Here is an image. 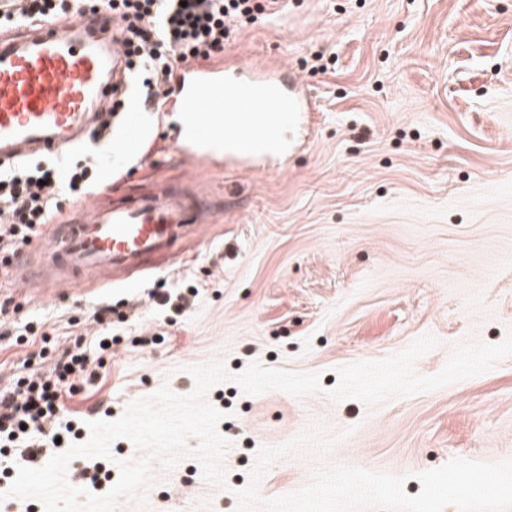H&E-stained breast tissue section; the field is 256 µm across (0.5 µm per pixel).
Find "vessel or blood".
<instances>
[{
    "label": "vessel or blood",
    "mask_w": 512,
    "mask_h": 512,
    "mask_svg": "<svg viewBox=\"0 0 512 512\" xmlns=\"http://www.w3.org/2000/svg\"><path fill=\"white\" fill-rule=\"evenodd\" d=\"M112 15L42 24L21 36L0 40V161L58 153L81 140L111 105L112 89L123 88L126 54ZM174 107L196 121L181 152L208 158L217 139L239 138L254 113H284L302 131L313 106L297 76L283 67L241 63L231 68H183ZM138 98H130L123 152L139 137ZM234 114L235 125L223 123ZM211 215L203 200L183 188L154 183L150 190L78 210L40 238L38 259L18 262L11 272L21 288L42 281L59 287L88 273L111 277L116 267L146 268L172 259L188 228Z\"/></svg>",
    "instance_id": "b4317fda"
}]
</instances>
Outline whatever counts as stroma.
Instances as JSON below:
<instances>
[{
  "mask_svg": "<svg viewBox=\"0 0 512 512\" xmlns=\"http://www.w3.org/2000/svg\"><path fill=\"white\" fill-rule=\"evenodd\" d=\"M217 61L297 72L314 103L308 133L253 173L183 157L164 119L150 151L129 157L131 176L114 177L111 139L93 144L98 196L182 183L215 215L177 263L124 280L22 291L0 272V389L43 345L16 343L27 322L42 323L54 358L78 335L92 347L93 314L109 305L124 314L120 342L92 389L65 401L80 443L88 422L161 386L188 393L191 364L320 373L321 391L301 399L215 386L228 490L210 491L187 459L153 468L146 506L124 498L117 512H235L257 450L314 420L348 433L325 463L405 477L411 496L416 473L450 459H512V0H287L236 25ZM160 280L198 291L177 319L147 296ZM154 333L165 343L135 344ZM312 466L281 459L261 497L303 487Z\"/></svg>",
  "mask_w": 512,
  "mask_h": 512,
  "instance_id": "stroma-1",
  "label": "stroma"
}]
</instances>
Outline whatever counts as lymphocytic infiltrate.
Segmentation results:
<instances>
[{"label":"lymphocytic infiltrate","instance_id":"1","mask_svg":"<svg viewBox=\"0 0 512 512\" xmlns=\"http://www.w3.org/2000/svg\"><path fill=\"white\" fill-rule=\"evenodd\" d=\"M278 0H103L119 17L126 47L127 74L141 77L144 107L163 111L172 94L169 82L186 64L210 61L223 50L234 22H252L273 10ZM83 0H0V25L61 20L81 13ZM99 182V165L84 158L67 171L54 162L17 160L0 165V267H8L22 247L38 239L66 198L90 195ZM109 348L97 342L94 353L80 346L66 350L49 368H35L0 393V447L24 449L37 461L62 432L65 398L98 379Z\"/></svg>","mask_w":512,"mask_h":512}]
</instances>
